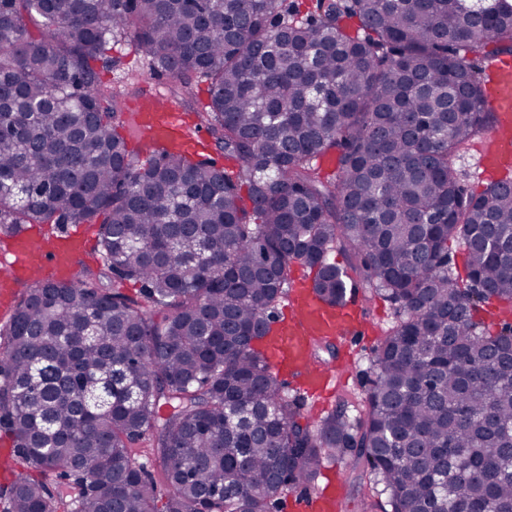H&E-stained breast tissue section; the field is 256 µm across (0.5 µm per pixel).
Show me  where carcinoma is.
<instances>
[{"mask_svg":"<svg viewBox=\"0 0 512 512\" xmlns=\"http://www.w3.org/2000/svg\"><path fill=\"white\" fill-rule=\"evenodd\" d=\"M126 38L236 169L133 158L97 66ZM477 52H512L508 0H0V232L98 224L104 267L0 324V428L32 471L5 512H272L328 458L392 512H512V325L476 319L512 303V181L457 168L493 119ZM293 267L329 305H397L355 417L301 424L255 348ZM491 127V126H490ZM488 128L482 137L473 145L472 150L465 156L464 160L461 162V169L463 173L464 183L468 186L469 189L479 192L481 191L487 182L491 181V177H485L481 175V168L478 166V153L477 146L485 139V137L490 133L492 128ZM482 308L478 313V318L484 322L486 329L490 332H496L500 329L502 320L509 319L512 322V304H511V319L510 314L506 312V306L496 300H492L488 304H482ZM479 308V309H480Z\"/></svg>","mask_w":512,"mask_h":512,"instance_id":"obj_1","label":"carcinoma"}]
</instances>
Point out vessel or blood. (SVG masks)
I'll use <instances>...</instances> for the list:
<instances>
[{
	"label": "vessel or blood",
	"instance_id": "obj_1",
	"mask_svg": "<svg viewBox=\"0 0 512 512\" xmlns=\"http://www.w3.org/2000/svg\"><path fill=\"white\" fill-rule=\"evenodd\" d=\"M488 76L486 104L496 116V125L481 165L490 172L507 171L512 169V57L495 59ZM132 118L136 129L147 132V146H162L173 141L192 146L197 142L186 115L176 109L158 87H147L139 94ZM82 251L83 239L73 231L42 249L37 248L29 233L17 234L11 250L0 254V294L9 295V287L16 281L36 282L48 272L74 278L79 270L77 258ZM360 307L356 299L341 306H328L308 282H292L287 298L288 313L278 321L277 338L266 351L272 368L300 379L307 393L321 396L334 393L335 370L311 362L309 345L316 338L358 334L356 314ZM290 507L292 512H335L334 487L328 484L315 490H301Z\"/></svg>",
	"mask_w": 512,
	"mask_h": 512
}]
</instances>
